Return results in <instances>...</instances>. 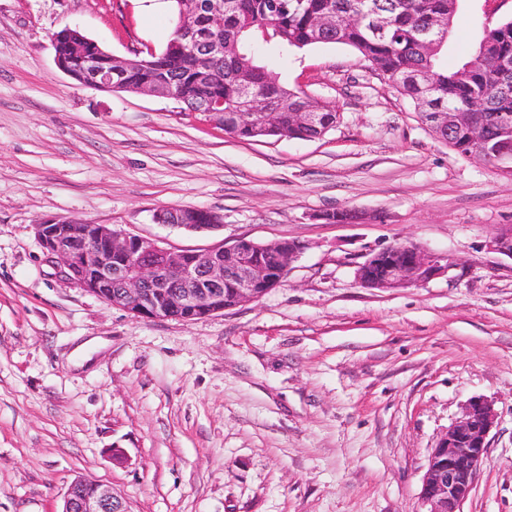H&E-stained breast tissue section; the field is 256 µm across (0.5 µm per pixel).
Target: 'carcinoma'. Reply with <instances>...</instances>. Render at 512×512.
<instances>
[{
    "label": "carcinoma",
    "instance_id": "carcinoma-1",
    "mask_svg": "<svg viewBox=\"0 0 512 512\" xmlns=\"http://www.w3.org/2000/svg\"><path fill=\"white\" fill-rule=\"evenodd\" d=\"M178 23L173 38L156 54L138 53L121 70L117 89L133 92L156 78L178 87L185 109L197 112L206 101L224 126L240 139L257 137L254 126L237 115L243 85L260 93L267 106L282 112L279 136L317 138L336 123L337 112L328 103L309 98L275 82L249 51L258 35L297 49L315 44H343L353 48L389 85L410 99L426 125L433 112L470 113L480 128L490 159L512 142V19L489 29L478 45L466 52L452 69L443 67L440 54L447 41L457 0H297L287 12H276L271 0H224V27L206 24V14L185 0H171ZM324 23L314 28L313 19ZM443 17L446 27L429 48L418 33ZM223 51L208 55L209 43ZM291 112H317L319 128L289 120ZM433 133L448 138V145L467 156L477 144L469 128Z\"/></svg>",
    "mask_w": 512,
    "mask_h": 512
}]
</instances>
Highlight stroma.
Here are the masks:
<instances>
[{"label":"stroma","mask_w":512,"mask_h":512,"mask_svg":"<svg viewBox=\"0 0 512 512\" xmlns=\"http://www.w3.org/2000/svg\"><path fill=\"white\" fill-rule=\"evenodd\" d=\"M512 18L459 0L448 58ZM168 0H0V512H59L79 476L131 512H420L429 456L475 396L497 423L463 512H512V179L464 157L352 48L251 51L334 104L303 140H242L171 98L80 83L55 63L72 28L108 52L162 51ZM224 216L191 233L156 211ZM356 212L351 223L323 213ZM109 224L171 251L246 238L304 250L257 301L196 321L139 319L49 262L34 226ZM409 240L448 271L358 284Z\"/></svg>","instance_id":"obj_1"}]
</instances>
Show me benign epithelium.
<instances>
[{
  "mask_svg": "<svg viewBox=\"0 0 512 512\" xmlns=\"http://www.w3.org/2000/svg\"><path fill=\"white\" fill-rule=\"evenodd\" d=\"M65 28L51 37L55 63L66 75L102 89L113 88L123 60L104 52L91 39H73ZM238 108L264 136L278 132L280 113L265 107L246 86ZM434 124H467L466 112H438ZM155 220L190 232L224 227L221 214L195 207L162 209ZM47 258L60 264L74 283L111 307L142 319L199 320L259 300L278 287L289 264L304 246L280 239L268 243L241 238L207 251H170L147 238L130 236L108 224L51 217L35 225ZM492 250L512 258V231L489 242ZM448 272V258L407 240L397 239L359 264L355 278L365 288L394 290L417 286ZM232 288L224 304V286ZM177 289L171 298L170 289ZM497 420L494 404L480 396L466 404L462 418L441 436L428 459L419 498L422 512H463L488 449ZM61 512H128L112 487L82 477L63 496Z\"/></svg>",
  "mask_w": 512,
  "mask_h": 512,
  "instance_id": "benign-epithelium-1",
  "label": "benign epithelium"
}]
</instances>
